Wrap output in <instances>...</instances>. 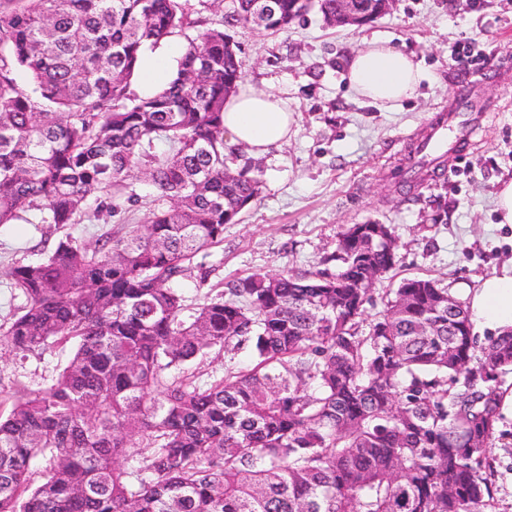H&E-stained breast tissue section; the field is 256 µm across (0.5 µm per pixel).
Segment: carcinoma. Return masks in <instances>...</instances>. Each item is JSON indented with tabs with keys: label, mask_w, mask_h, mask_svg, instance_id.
Wrapping results in <instances>:
<instances>
[{
	"label": "carcinoma",
	"mask_w": 512,
	"mask_h": 512,
	"mask_svg": "<svg viewBox=\"0 0 512 512\" xmlns=\"http://www.w3.org/2000/svg\"><path fill=\"white\" fill-rule=\"evenodd\" d=\"M278 4L264 29L305 15ZM253 12L234 0L141 93L142 52L192 24L188 0H0V226L110 217L138 202V174L153 189L145 223L93 245L65 234L0 272L26 298L0 341L73 346L0 417V512H496L512 331L477 344L425 278L368 315L367 274L398 261L388 225L349 226L322 269L253 271L191 308L172 287L261 194L224 131L243 80L227 29ZM408 169L401 190L435 173ZM212 349L253 366L198 385L186 370Z\"/></svg>",
	"instance_id": "carcinoma-1"
}]
</instances>
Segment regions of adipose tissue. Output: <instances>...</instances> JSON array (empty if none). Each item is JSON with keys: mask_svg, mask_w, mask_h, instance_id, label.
Listing matches in <instances>:
<instances>
[{"mask_svg": "<svg viewBox=\"0 0 512 512\" xmlns=\"http://www.w3.org/2000/svg\"><path fill=\"white\" fill-rule=\"evenodd\" d=\"M422 79L419 63L406 52L371 40L348 60L351 91L383 111L412 98ZM293 115L276 95L245 88L224 105V129L233 143L259 156L288 137ZM470 319L477 330H512V265L485 278L472 294Z\"/></svg>", "mask_w": 512, "mask_h": 512, "instance_id": "ef3b65f1", "label": "adipose tissue"}]
</instances>
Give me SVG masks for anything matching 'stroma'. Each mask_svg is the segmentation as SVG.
<instances>
[{
    "mask_svg": "<svg viewBox=\"0 0 512 512\" xmlns=\"http://www.w3.org/2000/svg\"><path fill=\"white\" fill-rule=\"evenodd\" d=\"M245 86L275 93L293 111L288 141L253 158L263 183L260 200L239 221L225 225L224 241L209 250L204 271L174 286L188 304L224 290L229 282L263 270L304 273L319 269L351 224L389 225L399 263L379 277L381 298L405 278L438 280L460 301L492 273L512 263V227L499 225L493 193L512 180V9L505 0H396L392 9L360 26L331 27L310 11L285 32L250 24L231 28ZM380 38L420 61L425 78L415 97L391 111L357 99L348 88L350 53L362 40ZM475 39L483 69L500 71L483 84L494 105L490 129L459 146L443 175L417 188L413 199L396 189L412 144L452 108L457 88L474 75L454 62L457 40ZM138 201L127 212L66 228L82 243L126 224L143 223L150 187L131 179ZM50 231L22 222L0 227V269L39 258ZM70 356L69 346L18 353L0 344V403L20 388L52 383ZM496 512H512V412L503 411L493 449Z\"/></svg>",
    "mask_w": 512,
    "mask_h": 512,
    "instance_id": "35a3bbf8",
    "label": "stroma"
}]
</instances>
